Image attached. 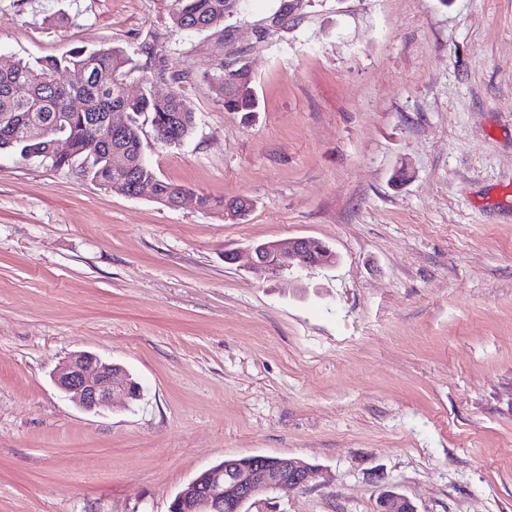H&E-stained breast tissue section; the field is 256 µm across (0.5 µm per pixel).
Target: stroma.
Returning <instances> with one entry per match:
<instances>
[{
    "instance_id": "35a3bbf8",
    "label": "stroma",
    "mask_w": 512,
    "mask_h": 512,
    "mask_svg": "<svg viewBox=\"0 0 512 512\" xmlns=\"http://www.w3.org/2000/svg\"><path fill=\"white\" fill-rule=\"evenodd\" d=\"M282 3L186 31L166 0H0V64L119 47L135 94L163 57L196 114L175 147L140 122L176 208L0 155V512H169L251 455L320 472L244 512H512V0ZM242 63L249 122L203 80ZM296 237L336 263L224 260ZM78 351L141 400L77 407L52 375Z\"/></svg>"
}]
</instances>
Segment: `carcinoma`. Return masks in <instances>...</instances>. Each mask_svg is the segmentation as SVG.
Wrapping results in <instances>:
<instances>
[{"instance_id":"1","label":"carcinoma","mask_w":512,"mask_h":512,"mask_svg":"<svg viewBox=\"0 0 512 512\" xmlns=\"http://www.w3.org/2000/svg\"><path fill=\"white\" fill-rule=\"evenodd\" d=\"M236 3L238 0H167V15L174 26L199 31L223 24ZM131 64L125 51L100 47L0 68V152L13 153L23 160L36 159L54 168L68 167L123 195L142 182H150L164 206L173 207L183 187L160 179L146 162L138 118H150L152 127L159 130V142L179 145L192 134L196 115L177 90L164 97L153 95L154 84L175 81L163 59L153 67L141 94L127 96L123 81ZM62 70L83 71L91 80L65 87L54 81ZM225 75V68L220 67L209 76V82L222 95L224 110L250 118L258 111L252 74L238 67L227 86ZM82 98L94 100L93 108L76 107L74 101ZM114 112H124L128 119L118 134L112 130ZM59 137L70 141L71 152L65 158L53 149ZM240 202V197H197L203 210L232 209Z\"/></svg>"}]
</instances>
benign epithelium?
I'll return each mask as SVG.
<instances>
[{
    "mask_svg": "<svg viewBox=\"0 0 512 512\" xmlns=\"http://www.w3.org/2000/svg\"><path fill=\"white\" fill-rule=\"evenodd\" d=\"M253 268L269 278H279L293 267L333 264L336 253L307 238L253 244L249 247ZM56 387L76 406L97 412L110 405L115 395L130 399L131 375L120 365L89 352H75L53 374ZM315 465L293 457L251 456L228 458L198 475L174 501L178 512H224L229 507L242 512L256 496L281 489H304L315 479ZM380 512H415L405 496L385 492Z\"/></svg>",
    "mask_w": 512,
    "mask_h": 512,
    "instance_id": "7a95c632",
    "label": "benign epithelium"
}]
</instances>
